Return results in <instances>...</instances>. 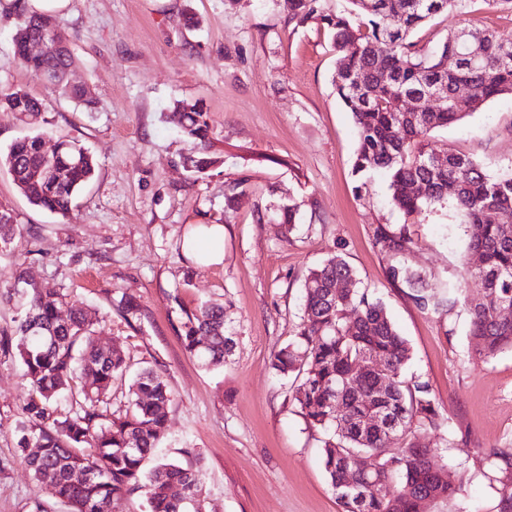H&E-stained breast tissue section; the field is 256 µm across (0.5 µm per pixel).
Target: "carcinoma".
<instances>
[{"label": "carcinoma", "instance_id": "obj_1", "mask_svg": "<svg viewBox=\"0 0 512 512\" xmlns=\"http://www.w3.org/2000/svg\"><path fill=\"white\" fill-rule=\"evenodd\" d=\"M350 9L323 13L318 0H288L291 19L298 24L317 20L329 31L339 61L333 76L336 96L351 112L358 134L355 172L369 168L389 174L393 205L406 214L452 200L468 223V249L480 252L481 264L466 268V288H452L441 299L428 291L423 277L403 264L390 268L393 284L412 290L422 309L437 310L463 300L470 333L479 345L472 358L486 359L512 350V169L496 174L476 159L455 152L445 156L431 147L429 133L455 124L488 100L512 95V59L500 57L512 41L482 32L480 58L448 68V52L458 51L450 32L434 48L424 49L410 36L435 16L462 11L466 0H348ZM15 16L14 53L34 74L62 72L73 65L72 38L50 14L30 9L28 0H11ZM41 41L43 52L26 54L27 42ZM364 74L370 82L358 86ZM470 85L468 100L456 98L461 85ZM54 85L62 96L92 112L97 102L86 89L67 79ZM423 99L419 112H403L404 95ZM41 119L42 102L22 88L0 92V109ZM181 128L193 140L195 153L187 164L197 172L218 163L211 152L208 123L194 104H178ZM41 135L13 142L0 154L17 189L37 207L65 215L77 192L95 174L92 156L74 141H59L51 154L42 150ZM424 191L417 194L414 186ZM375 242L395 255L408 249L402 234L377 230ZM347 290L336 296V283ZM304 315L296 338L273 357L279 374L295 375L294 401L307 425L325 435L324 469L342 512H417L416 500L428 492L452 502L461 486L437 483L432 459L439 449L420 442L415 428L438 427L442 417L430 397L427 382L407 377L404 369L410 347L389 318L383 304L358 286L350 265L332 256L311 270L305 280ZM23 302L15 330L0 336V355L18 358L28 395L17 426L23 462L37 484L66 503L70 512H111V506L137 490L145 491L146 512H204L205 492L195 472L178 462L157 461L147 466L164 438L172 392L164 377L149 368L128 385L127 405L118 415L102 405L115 380L123 378L127 360L117 346L99 347L94 322L64 295L34 284L17 291ZM185 349L206 368L224 365L234 340L224 335V306L202 304L185 313L180 324ZM208 338L202 343L201 338ZM384 360L380 376L363 375L357 364L366 357ZM69 409L60 411V400ZM370 412L382 416V427H360ZM402 449L389 453L396 443ZM362 455L374 468L373 488L364 509L340 491L362 475L352 460ZM495 481L500 485V512H512V454L498 455ZM180 485L189 501L169 494Z\"/></svg>", "mask_w": 512, "mask_h": 512}]
</instances>
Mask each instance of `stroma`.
<instances>
[{
  "mask_svg": "<svg viewBox=\"0 0 512 512\" xmlns=\"http://www.w3.org/2000/svg\"><path fill=\"white\" fill-rule=\"evenodd\" d=\"M189 15L196 26L186 25ZM55 19L73 38L72 78L97 110L81 111L22 66L15 20L1 4L0 89L40 99L45 141L80 143L96 171L59 216L31 205L0 167V205L16 225L0 248V335L12 334L19 314L7 297L17 278L64 294L96 319L101 346L124 350L130 371L163 373L173 401L159 453L195 470L207 512H339L323 435L307 427L294 379L279 376L272 359L296 334L309 270L342 256L408 341V371L428 382L445 420L418 436L440 449L435 466L463 491L425 512H499L490 479L499 453H512V351L470 359L465 306L419 308L389 278L400 259L435 290L461 283L467 225L448 203L405 214L382 173L354 176L355 125L333 92L338 55L322 25L290 21L286 0H69ZM473 27L512 36V0H468L414 38L429 48ZM182 101L207 114L219 158L199 173L184 163L192 143L181 131ZM430 140L492 173L512 167V95ZM236 180L244 193L226 203ZM191 224L223 225V264L185 255ZM380 227L406 233L402 258L376 246ZM128 297L136 313L124 311ZM204 302L223 304L224 333L235 341L211 370L179 332L185 312ZM26 395L18 359L0 356V512H69L22 461L15 428ZM451 435L459 442L450 447Z\"/></svg>",
  "mask_w": 512,
  "mask_h": 512,
  "instance_id": "obj_1",
  "label": "stroma"
}]
</instances>
